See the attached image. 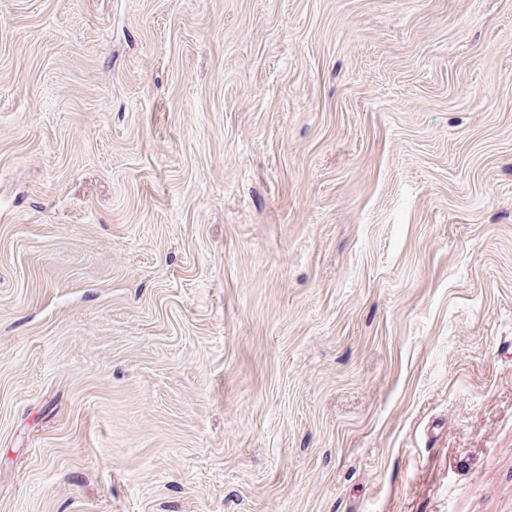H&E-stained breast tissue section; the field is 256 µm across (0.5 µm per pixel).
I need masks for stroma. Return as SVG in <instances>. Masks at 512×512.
Segmentation results:
<instances>
[{"label": "stroma", "instance_id": "obj_1", "mask_svg": "<svg viewBox=\"0 0 512 512\" xmlns=\"http://www.w3.org/2000/svg\"><path fill=\"white\" fill-rule=\"evenodd\" d=\"M0 512H512V0H0Z\"/></svg>", "mask_w": 512, "mask_h": 512}]
</instances>
